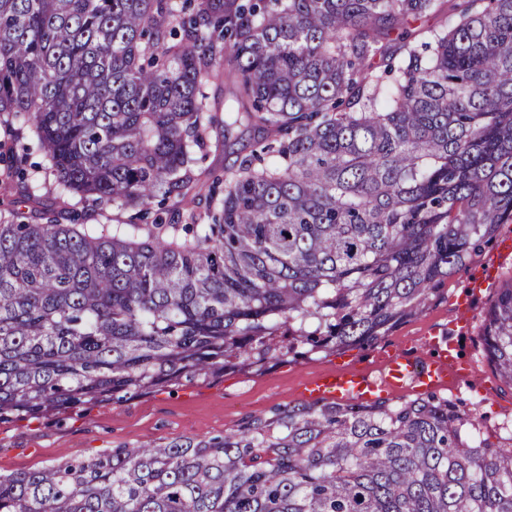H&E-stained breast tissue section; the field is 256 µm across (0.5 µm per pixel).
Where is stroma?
I'll return each mask as SVG.
<instances>
[{
    "mask_svg": "<svg viewBox=\"0 0 512 512\" xmlns=\"http://www.w3.org/2000/svg\"><path fill=\"white\" fill-rule=\"evenodd\" d=\"M19 144L28 145L20 161L31 182L40 186L47 207L36 223L56 219L76 221L97 230L111 231L115 221L126 222L133 211L116 212L111 204L91 199H67L59 203L54 178L47 170L45 153L33 144L29 131L19 133ZM497 261L495 280L512 277V257L498 258L495 247L486 248L448 281V290L435 299L419 317L401 325L382 343L345 350L324 357L313 355L286 365H274L260 373L240 372L218 384H188L148 397L107 404L90 411L75 412L63 420L21 421L0 427V470L16 472L77 462L119 447L163 444L185 438H209L236 429L247 416L269 412L277 406L299 403L300 387L322 372L350 365L366 367L378 374L379 355L400 344L420 345L425 338L451 336L461 362L472 365L476 378L443 389L442 394L460 408H476L480 436L498 442L504 424L512 425V387L500 381L486 359L480 336L482 312L496 290L487 288L473 297L469 330L456 329L459 299L471 292L488 261Z\"/></svg>",
    "mask_w": 512,
    "mask_h": 512,
    "instance_id": "obj_1",
    "label": "stroma"
}]
</instances>
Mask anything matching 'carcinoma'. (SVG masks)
I'll list each match as a JSON object with an SVG mask.
<instances>
[{
    "label": "carcinoma",
    "instance_id": "cac0c4a2",
    "mask_svg": "<svg viewBox=\"0 0 512 512\" xmlns=\"http://www.w3.org/2000/svg\"><path fill=\"white\" fill-rule=\"evenodd\" d=\"M468 2L0 0L3 138L29 129L62 195L185 214L107 235L0 213V425L372 346L422 314L512 224V0ZM236 125L254 136L219 193L198 155ZM483 341L512 387V280ZM476 427L434 393L287 405L0 472V512H512V445ZM206 92L210 97V102H216V105H219L220 112H224V105L225 107L237 106L235 102V88L229 81L212 80L207 83Z\"/></svg>",
    "mask_w": 512,
    "mask_h": 512
}]
</instances>
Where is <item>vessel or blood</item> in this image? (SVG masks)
<instances>
[{
    "mask_svg": "<svg viewBox=\"0 0 512 512\" xmlns=\"http://www.w3.org/2000/svg\"><path fill=\"white\" fill-rule=\"evenodd\" d=\"M428 346L431 353L426 357L405 346L387 348L380 355L376 376L354 366L319 374L304 385L301 395L310 403L373 402L400 391L435 392L452 381L470 377V367L457 364L452 343L432 339Z\"/></svg>",
    "mask_w": 512,
    "mask_h": 512,
    "instance_id": "1",
    "label": "vessel or blood"
}]
</instances>
